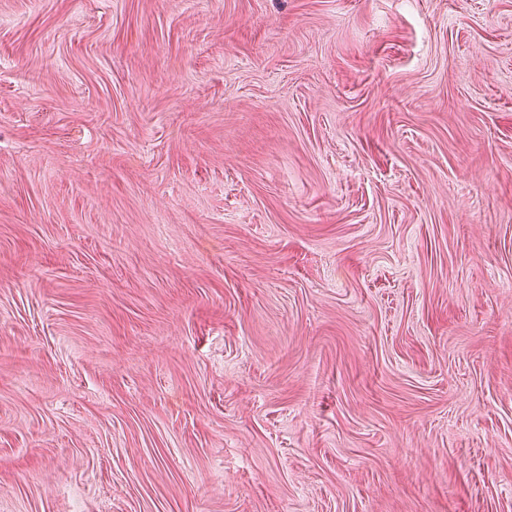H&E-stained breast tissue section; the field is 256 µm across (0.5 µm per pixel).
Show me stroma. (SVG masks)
Wrapping results in <instances>:
<instances>
[{"label":"stroma","instance_id":"35a3bbf8","mask_svg":"<svg viewBox=\"0 0 512 512\" xmlns=\"http://www.w3.org/2000/svg\"><path fill=\"white\" fill-rule=\"evenodd\" d=\"M0 512H512V0H0Z\"/></svg>","mask_w":512,"mask_h":512}]
</instances>
